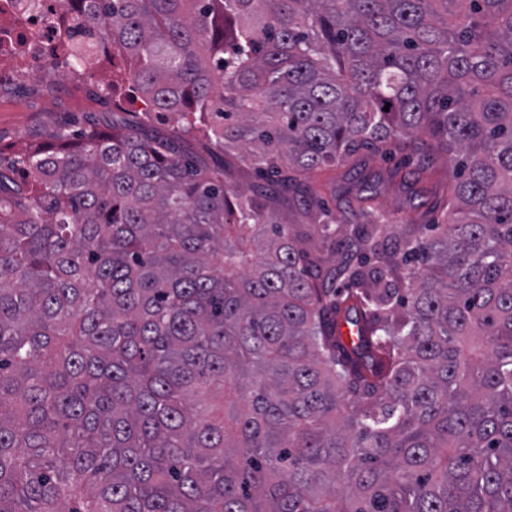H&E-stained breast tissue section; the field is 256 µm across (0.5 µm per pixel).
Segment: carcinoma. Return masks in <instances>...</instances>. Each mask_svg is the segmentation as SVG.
<instances>
[{"label":"carcinoma","mask_w":512,"mask_h":512,"mask_svg":"<svg viewBox=\"0 0 512 512\" xmlns=\"http://www.w3.org/2000/svg\"><path fill=\"white\" fill-rule=\"evenodd\" d=\"M72 1L180 125L0 159V512H512V0ZM390 141L437 223H340ZM238 151L229 152L224 156V165L227 171L228 181L233 185L245 186L258 181L253 170L243 167L239 161ZM434 173L417 179L418 161L404 159L400 154H374L362 152L336 169L317 171L312 174L316 183L331 179L336 182V217L348 218L347 201L352 200L364 179L377 184L380 200L389 211L393 224H429L435 214L433 201L445 194L452 180V169L440 158L433 166ZM398 173L396 180H389L390 172Z\"/></svg>","instance_id":"obj_1"}]
</instances>
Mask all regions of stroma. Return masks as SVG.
<instances>
[{
  "label": "stroma",
  "mask_w": 512,
  "mask_h": 512,
  "mask_svg": "<svg viewBox=\"0 0 512 512\" xmlns=\"http://www.w3.org/2000/svg\"><path fill=\"white\" fill-rule=\"evenodd\" d=\"M128 97L126 110H113L111 92L93 77H86L76 86L65 72L52 68L27 84L1 85L0 157L10 161L35 147L54 145L62 130L74 135L89 131L108 133L113 127L138 122L165 134L177 127L175 114L145 113L138 91H129ZM417 169V160L366 151L334 169L313 173L312 179L317 183L335 181L338 218H347L348 200L367 179L376 183L394 223L429 224L434 219L432 203L444 195L452 170L442 159L435 163L434 172L428 177L418 178Z\"/></svg>",
  "instance_id": "stroma-1"
}]
</instances>
